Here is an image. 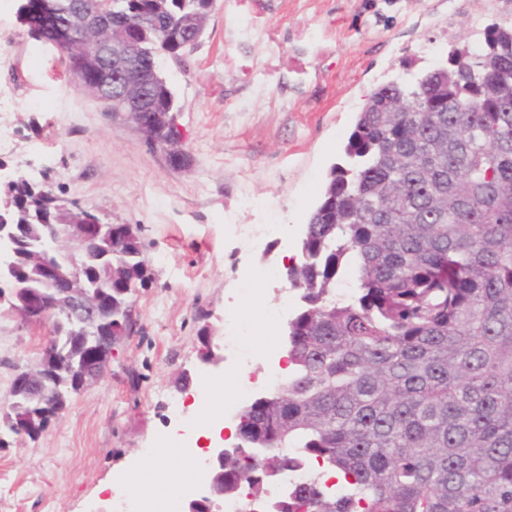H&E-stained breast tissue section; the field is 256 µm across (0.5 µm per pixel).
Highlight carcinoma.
<instances>
[{
  "mask_svg": "<svg viewBox=\"0 0 512 512\" xmlns=\"http://www.w3.org/2000/svg\"><path fill=\"white\" fill-rule=\"evenodd\" d=\"M41 0H22L27 33L44 38ZM143 63L179 58L202 0H112ZM486 49L448 53L447 65L411 83L376 88L303 229L300 260L285 279L301 291L288 319L293 365L267 397L246 405L237 433L248 452L224 460L221 492L236 496L304 466L315 478L271 503L274 512H512V29L493 26ZM393 102L401 112H387ZM145 121L177 111L155 71L142 100ZM8 196L19 240L0 260L36 289L44 251L38 220L91 222L80 208L17 179ZM112 253V337L148 281L136 234L101 240L86 260L90 281ZM358 275L349 298L336 278ZM60 337L57 368L79 352ZM14 399L0 431L19 436L26 416L55 401L53 386ZM260 445L266 454L249 448ZM345 485L334 495L322 477Z\"/></svg>",
  "mask_w": 512,
  "mask_h": 512,
  "instance_id": "obj_1",
  "label": "carcinoma"
}]
</instances>
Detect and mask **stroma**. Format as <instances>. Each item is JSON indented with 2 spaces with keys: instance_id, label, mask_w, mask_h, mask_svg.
I'll use <instances>...</instances> for the list:
<instances>
[{
  "instance_id": "obj_1",
  "label": "stroma",
  "mask_w": 512,
  "mask_h": 512,
  "mask_svg": "<svg viewBox=\"0 0 512 512\" xmlns=\"http://www.w3.org/2000/svg\"><path fill=\"white\" fill-rule=\"evenodd\" d=\"M18 6L0 0V125L11 136L0 164L133 225L149 275L132 295L140 330L115 346L105 376L70 394L38 439L0 451V512H88L124 502L126 491L100 494L109 477L134 470L138 490L152 488L148 463L183 422L171 411L182 375L194 389L213 383L214 403L192 417H223L248 371L203 363L202 327L223 347L225 316L240 314L255 331L245 357L282 348L283 328L263 313L296 310L298 291L242 276L298 254L369 94L442 64L452 45L481 49L487 26H512V0H215L195 50L159 62L178 106L182 167L80 89L66 54L29 36ZM272 220L261 238L229 230ZM45 335L0 314V406Z\"/></svg>"
}]
</instances>
